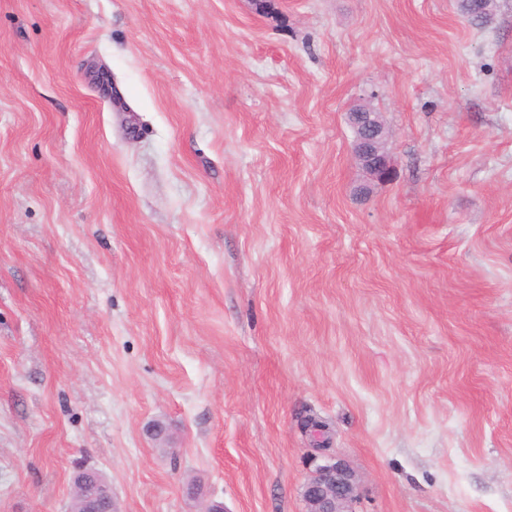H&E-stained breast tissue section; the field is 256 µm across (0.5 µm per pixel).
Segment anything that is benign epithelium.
I'll return each instance as SVG.
<instances>
[{
  "instance_id": "benign-epithelium-1",
  "label": "benign epithelium",
  "mask_w": 512,
  "mask_h": 512,
  "mask_svg": "<svg viewBox=\"0 0 512 512\" xmlns=\"http://www.w3.org/2000/svg\"><path fill=\"white\" fill-rule=\"evenodd\" d=\"M355 134V159L374 181H382L392 169L386 145L389 138L379 112L348 113ZM73 501L79 512H117L112 500V485L96 469L80 467L72 477ZM360 479L346 464L330 459L314 471L303 489L306 512H354Z\"/></svg>"
}]
</instances>
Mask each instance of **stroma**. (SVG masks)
I'll use <instances>...</instances> for the list:
<instances>
[{
    "instance_id": "1",
    "label": "stroma",
    "mask_w": 512,
    "mask_h": 512,
    "mask_svg": "<svg viewBox=\"0 0 512 512\" xmlns=\"http://www.w3.org/2000/svg\"><path fill=\"white\" fill-rule=\"evenodd\" d=\"M331 456L512 512V0H0V512H306ZM458 11L470 23L480 26L491 22L495 15L496 3L487 6V11L483 12L478 0H458ZM348 121L355 134V159L372 180H384L392 169V159L386 148L390 134L381 113L349 112ZM73 501L81 512H117L112 500V485L96 469L79 467L73 474Z\"/></svg>"
}]
</instances>
